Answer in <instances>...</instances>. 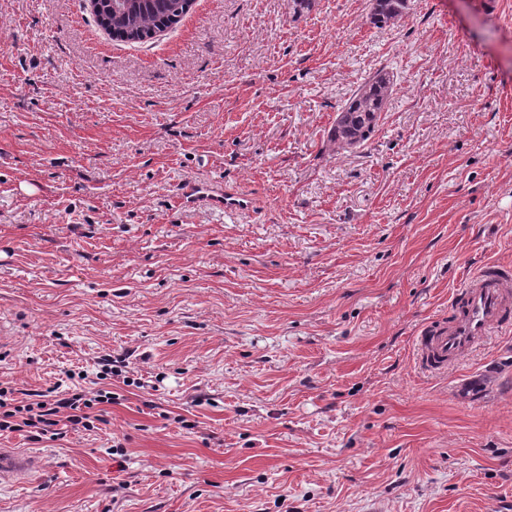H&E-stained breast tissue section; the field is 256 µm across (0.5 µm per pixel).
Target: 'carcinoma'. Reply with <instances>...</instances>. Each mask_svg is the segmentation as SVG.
I'll list each match as a JSON object with an SVG mask.
<instances>
[{"mask_svg": "<svg viewBox=\"0 0 512 512\" xmlns=\"http://www.w3.org/2000/svg\"><path fill=\"white\" fill-rule=\"evenodd\" d=\"M408 0H372L371 20L377 26L403 18ZM186 14L179 0H98L95 21L119 41L145 42L178 24ZM393 91V80L379 71L361 83L336 117L328 142L332 149L363 146L375 133Z\"/></svg>", "mask_w": 512, "mask_h": 512, "instance_id": "cac0c4a2", "label": "carcinoma"}]
</instances>
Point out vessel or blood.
Instances as JSON below:
<instances>
[{
	"instance_id": "1",
	"label": "vessel or blood",
	"mask_w": 512,
	"mask_h": 512,
	"mask_svg": "<svg viewBox=\"0 0 512 512\" xmlns=\"http://www.w3.org/2000/svg\"><path fill=\"white\" fill-rule=\"evenodd\" d=\"M181 201L199 203L221 211L244 210L242 199L225 195L223 190L204 181L183 183ZM454 309L448 321L422 327L416 337L420 364L433 373L468 353L496 329L512 328V265L490 261L466 279L452 293ZM42 465L40 453L0 448V482L22 483Z\"/></svg>"
}]
</instances>
